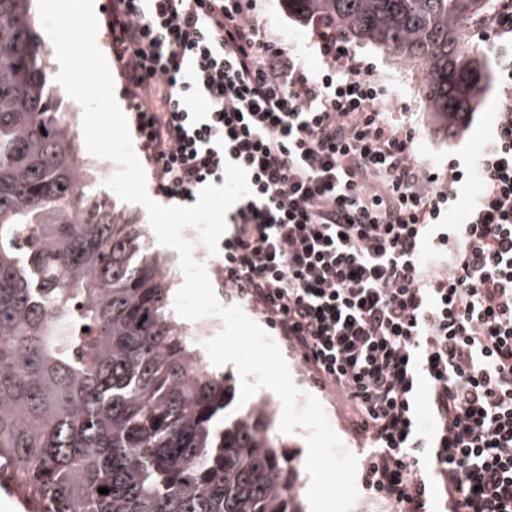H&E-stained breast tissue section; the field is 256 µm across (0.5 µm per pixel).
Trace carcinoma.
<instances>
[{
	"label": "carcinoma",
	"instance_id": "obj_1",
	"mask_svg": "<svg viewBox=\"0 0 512 512\" xmlns=\"http://www.w3.org/2000/svg\"><path fill=\"white\" fill-rule=\"evenodd\" d=\"M284 2L421 64L447 125L488 86L459 30L492 0ZM48 58L32 0H0V467L28 512H306L271 403L227 412L142 225L91 194Z\"/></svg>",
	"mask_w": 512,
	"mask_h": 512
}]
</instances>
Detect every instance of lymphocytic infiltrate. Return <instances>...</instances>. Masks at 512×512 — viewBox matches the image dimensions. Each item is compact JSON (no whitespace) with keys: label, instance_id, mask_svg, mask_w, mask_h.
I'll use <instances>...</instances> for the list:
<instances>
[{"label":"lymphocytic infiltrate","instance_id":"f902f5d3","mask_svg":"<svg viewBox=\"0 0 512 512\" xmlns=\"http://www.w3.org/2000/svg\"><path fill=\"white\" fill-rule=\"evenodd\" d=\"M258 0H107L104 29L158 195L195 199L232 161L224 288L343 402L392 512H512V0L468 25L503 101L476 163L432 174L415 132L323 16L310 71ZM204 100V111L190 102ZM481 191L463 223L461 189ZM448 267L430 273L428 251Z\"/></svg>","mask_w":512,"mask_h":512}]
</instances>
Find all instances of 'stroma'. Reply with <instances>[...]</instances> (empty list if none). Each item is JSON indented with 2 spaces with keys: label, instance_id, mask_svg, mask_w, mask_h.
Wrapping results in <instances>:
<instances>
[{
  "label": "stroma",
  "instance_id": "obj_1",
  "mask_svg": "<svg viewBox=\"0 0 512 512\" xmlns=\"http://www.w3.org/2000/svg\"><path fill=\"white\" fill-rule=\"evenodd\" d=\"M269 26L285 43L303 48L308 69L322 68L324 61L309 50L312 40V20H302L288 14L283 0H262ZM357 58L376 70L383 93L380 101L387 111L401 113L403 121L411 123L416 136L414 150L418 159L431 171L446 170L449 157L474 160L489 144L493 118L501 104V92L496 84H489L469 113L456 136H448L438 129L425 105V82L420 66L400 62L374 45L350 41Z\"/></svg>",
  "mask_w": 512,
  "mask_h": 512
}]
</instances>
